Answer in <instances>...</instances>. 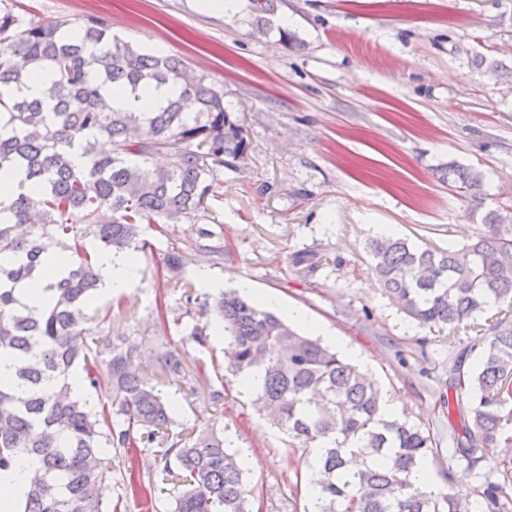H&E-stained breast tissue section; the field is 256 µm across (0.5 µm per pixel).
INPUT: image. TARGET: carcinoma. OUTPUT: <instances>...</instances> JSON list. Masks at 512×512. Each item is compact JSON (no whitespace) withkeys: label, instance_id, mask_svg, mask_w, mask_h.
<instances>
[{"label":"carcinoma","instance_id":"obj_1","mask_svg":"<svg viewBox=\"0 0 512 512\" xmlns=\"http://www.w3.org/2000/svg\"><path fill=\"white\" fill-rule=\"evenodd\" d=\"M100 48L97 54L87 47ZM479 66L512 79V67L481 58ZM171 56L142 53L89 18H25L0 7V172L23 175L0 200V473L32 464L20 512H104L99 487L112 476L102 443L161 448L162 472H181L171 512H248L251 493L238 453L212 426L173 433L174 410L136 366L137 346L96 335L89 304L102 283L98 254L146 248L144 224H177L204 208L211 180L227 159L243 157L247 134L224 108V94L204 78L186 79ZM48 76L41 96L22 92ZM183 87L152 112L113 105L116 89L135 93ZM82 151L74 165L72 153ZM166 151L169 167L152 157ZM443 176L477 200L483 174L448 164ZM485 230L460 249H420L383 236L368 244L371 270L384 294L423 326L456 328L490 305H512V213L482 218ZM96 245L89 252L86 241ZM43 288L39 310L23 305L17 286ZM202 315L224 329L226 371L247 384L265 417L303 449L312 471L311 512H512V465L501 463L476 489L478 504L436 496L412 481L438 458L433 436L386 411L381 386L330 347L304 335L236 289L208 296ZM112 356L111 407L91 409L70 393L77 369L96 383L100 349ZM478 368L456 369L453 388L468 397L458 407L446 479L453 466L476 470L512 438L502 433L512 414V323L502 319L478 337ZM156 366L181 378L166 347ZM122 418L112 422V415Z\"/></svg>","mask_w":512,"mask_h":512}]
</instances>
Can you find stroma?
<instances>
[{"label": "stroma", "mask_w": 512, "mask_h": 512, "mask_svg": "<svg viewBox=\"0 0 512 512\" xmlns=\"http://www.w3.org/2000/svg\"><path fill=\"white\" fill-rule=\"evenodd\" d=\"M8 2L74 27L102 19L146 53L163 43L223 91L247 130L245 156L215 173L206 209L165 233L144 225L136 282L97 295L90 311L100 336L138 346L145 374L160 344L176 351L185 378L160 389L179 424L216 425L239 450L250 512H309V470L225 372L224 339L200 311L204 273L221 289L248 287L279 316L304 310L324 344L355 350L388 410L439 440L433 487L455 492L443 476L448 382L457 363L478 365L471 345L499 308L456 330L419 326L383 294L366 244L386 232L459 249L486 212L512 210V84L476 64L512 59V0H233L221 16L198 0ZM451 162L482 172L480 202L441 178ZM171 251L182 257L176 281L163 263ZM300 251L317 254V267L297 272ZM197 325L205 343L191 336ZM155 451L104 447L109 512H170L171 481L142 467Z\"/></svg>", "instance_id": "1"}]
</instances>
